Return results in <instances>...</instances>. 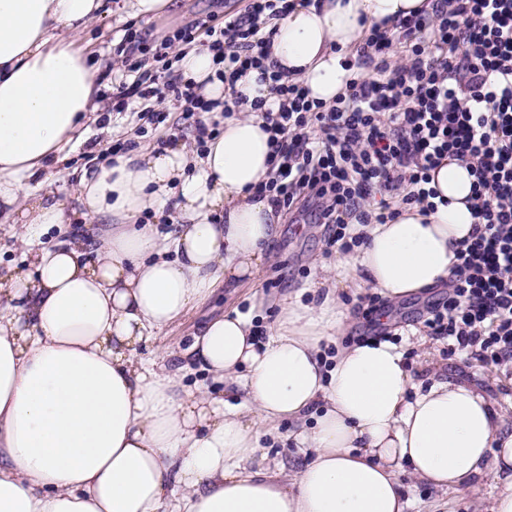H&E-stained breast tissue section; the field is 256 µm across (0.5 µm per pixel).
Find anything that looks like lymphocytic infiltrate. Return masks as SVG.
Returning <instances> with one entry per match:
<instances>
[{"instance_id": "obj_1", "label": "lymphocytic infiltrate", "mask_w": 512, "mask_h": 512, "mask_svg": "<svg viewBox=\"0 0 512 512\" xmlns=\"http://www.w3.org/2000/svg\"><path fill=\"white\" fill-rule=\"evenodd\" d=\"M288 6L251 0L220 27L197 21L155 39L129 33L120 53L133 56L149 43L154 54L129 64L135 78L114 88L117 111L136 98L156 122L159 104L176 102L204 147L212 104L201 85L183 82L169 54L206 35L231 105L264 111L271 125L272 170L258 193L281 211L301 205L326 225L328 246L345 251L361 242L347 236L349 225L390 223L401 204L434 211L430 171L446 158L466 164L476 227L457 254L447 297L429 307L425 324L472 359L512 364V0H434L431 14L371 26L346 94L329 105L309 100L268 61V24ZM252 68L276 91L277 111L235 93Z\"/></svg>"}]
</instances>
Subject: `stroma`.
<instances>
[{
  "label": "stroma",
  "mask_w": 512,
  "mask_h": 512,
  "mask_svg": "<svg viewBox=\"0 0 512 512\" xmlns=\"http://www.w3.org/2000/svg\"><path fill=\"white\" fill-rule=\"evenodd\" d=\"M249 3L250 0H179L175 11L150 21L149 26L160 37L195 19L208 20L220 26L224 23L225 14L244 12ZM161 109L166 119L157 125L141 123L137 115L128 111L113 114L111 127L107 130L100 123L89 122L83 141L71 150L68 169L91 168L95 156L101 150L119 146L132 138L141 145L155 144L161 136L193 142L190 123L183 120L181 107L166 102ZM335 255V249L327 245L323 225L310 222L281 224L273 258L256 285L244 284L220 289L181 324L162 332L152 345L141 348L140 358L149 360L156 357L160 349L172 350L179 345L188 346L203 321L234 307L248 310L253 292H262L270 299L298 292L303 301H310V294L302 293V286L319 275L320 262L331 261ZM447 293V288L439 287L390 304L386 324L377 327L369 326L363 318L365 305L361 296H345L344 302L351 312L346 339L353 342L360 337H391L394 343L403 347L416 388L426 387L435 378L461 377L474 382L478 388L497 400L504 409L505 417L511 418L512 370L471 359L466 351L449 347L444 340L432 341L426 349L405 342L403 331L423 329L427 307ZM400 480L408 488L413 501L409 512H488L496 475L493 471H486L478 479L474 491L465 497L437 489L407 473L401 474Z\"/></svg>",
  "instance_id": "1"
}]
</instances>
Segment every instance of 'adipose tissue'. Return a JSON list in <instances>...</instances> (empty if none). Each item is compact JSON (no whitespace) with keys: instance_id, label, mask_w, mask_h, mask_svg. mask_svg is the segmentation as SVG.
Wrapping results in <instances>:
<instances>
[{"instance_id":"adipose-tissue-1","label":"adipose tissue","mask_w":512,"mask_h":512,"mask_svg":"<svg viewBox=\"0 0 512 512\" xmlns=\"http://www.w3.org/2000/svg\"><path fill=\"white\" fill-rule=\"evenodd\" d=\"M173 0H0V223L18 225L27 266L0 284V512H406L402 469L466 491L497 476L490 512H512V427L466 380L412 392L404 353L388 340L337 347L349 315L340 294L370 288L398 301L440 286L475 224L473 178L447 158L431 172L434 213L400 206L387 224H354L366 243L286 295L267 340L232 309L203 322L180 350L211 386L184 385L139 345L177 325L220 284L258 280L281 215L255 187L267 180L262 113L212 119L205 152L139 147L73 187L96 222L85 242L31 247L32 232L69 220L56 185L89 118L107 106L100 64L81 46L92 21H150ZM431 0H315L274 19L269 57L332 103L347 56L371 25L429 14ZM184 79L223 100L212 52L181 47ZM313 455L293 473L262 441L282 422Z\"/></svg>"}]
</instances>
